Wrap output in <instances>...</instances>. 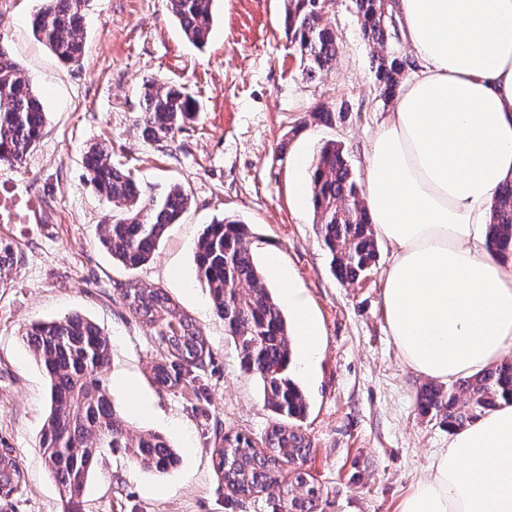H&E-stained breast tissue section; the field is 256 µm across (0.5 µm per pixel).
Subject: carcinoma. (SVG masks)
Masks as SVG:
<instances>
[{"mask_svg":"<svg viewBox=\"0 0 512 512\" xmlns=\"http://www.w3.org/2000/svg\"><path fill=\"white\" fill-rule=\"evenodd\" d=\"M189 42H207L213 23L214 0H167ZM364 36L376 51L373 69L380 94L390 101L414 61L401 53L394 4L384 0H352ZM85 0H41L32 27L38 39L63 63H78L85 52L81 37ZM329 0H285L284 29L299 56L302 73L314 79L336 61L338 47ZM137 126L142 137L167 150L175 134L195 112V101L181 86L150 78L139 91ZM46 113L30 79L0 45V161L24 163L36 147ZM89 182L112 204V223L105 225L103 245L112 259L136 268L153 255L160 239L187 209L189 198L181 186L157 194L143 188L128 170L112 165L110 150L90 147L85 156ZM311 199L317 233L331 256V270L343 284L363 279L376 266L377 243L365 206L363 189L352 176L342 145L330 141L320 149L310 170ZM247 225L224 217L204 226L196 243L195 280L207 289L213 310L224 320L225 331L237 343L243 366L260 379L264 399L279 417L262 443L254 448L246 437L215 450L216 467L224 483L237 494H249L282 482L284 466L302 459L309 441L298 422L307 403L288 373L293 339L280 306L268 287L244 238ZM490 250L502 259L512 255V181L498 192L488 224ZM21 263V254L0 240V282ZM129 312L151 328L165 346L171 362L154 366L153 379L161 387L180 381V370L204 368L206 340L185 316L178 317L161 290L127 288ZM45 373L50 410L40 444L53 473L62 503L82 512L84 491L106 448H122L137 466L163 473L179 456L158 433H132L101 378L108 363L110 341L89 319L71 314L32 324L22 336ZM512 403V360L501 362L446 391L422 388L419 407L440 417L448 430L461 429L482 412ZM24 481L17 458L0 454V499L12 495ZM305 494L287 501L286 512H315L319 489L294 472Z\"/></svg>","mask_w":512,"mask_h":512,"instance_id":"cac0c4a2","label":"carcinoma"}]
</instances>
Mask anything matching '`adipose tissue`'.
<instances>
[{
    "mask_svg": "<svg viewBox=\"0 0 512 512\" xmlns=\"http://www.w3.org/2000/svg\"><path fill=\"white\" fill-rule=\"evenodd\" d=\"M419 67L378 127L365 202L389 244L386 321L400 355L448 382L512 355V262L488 247L497 189L512 181V0H397ZM273 274L297 332L321 347L306 300L277 252ZM398 512H512V404L455 431Z\"/></svg>",
    "mask_w": 512,
    "mask_h": 512,
    "instance_id": "1",
    "label": "adipose tissue"
}]
</instances>
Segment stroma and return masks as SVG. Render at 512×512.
Instances as JSON below:
<instances>
[{
    "instance_id": "stroma-1",
    "label": "stroma",
    "mask_w": 512,
    "mask_h": 512,
    "mask_svg": "<svg viewBox=\"0 0 512 512\" xmlns=\"http://www.w3.org/2000/svg\"><path fill=\"white\" fill-rule=\"evenodd\" d=\"M338 56L317 80L303 78L283 28L284 0H216L207 43H189L167 0H88L80 65H65L32 31L39 0H10L0 14V44L30 77L46 112L44 134L23 166L0 163V197L12 204L0 238L18 245L20 266L0 286V450L12 451L25 481L0 512H62L57 485L39 447L49 413L45 376L22 335L35 322L77 313L108 335L102 375L131 426L164 436L180 463L166 474L135 467L123 449L105 450L85 492V512H284L287 494L272 487L240 497L215 470L224 436L261 441L277 420L260 380L246 371L232 337L193 278L195 245L205 224L223 217L248 226L259 264L277 252L307 299L322 335L309 368L291 363L308 412L310 442L300 463L322 490L318 512H396L427 474L450 431L422 414L426 383L400 357L387 328L383 277L390 250L362 285L341 284L314 224L309 200L293 185L303 158L342 144L357 183L366 178L372 135L390 110L372 71L351 0H335ZM178 83L196 101L175 135V152L145 142L137 127L143 80ZM337 113L335 124L312 111ZM111 142L112 162L147 188L179 184L190 205L134 269L113 261L100 238L112 206L86 179L84 156ZM163 290L175 314L207 339L200 372L159 387L153 367L165 351L129 313L128 285Z\"/></svg>"
}]
</instances>
